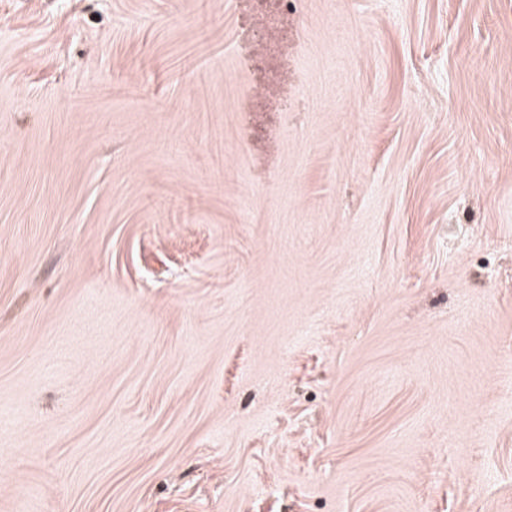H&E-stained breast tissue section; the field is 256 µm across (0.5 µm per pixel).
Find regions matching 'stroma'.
Wrapping results in <instances>:
<instances>
[{
	"mask_svg": "<svg viewBox=\"0 0 512 512\" xmlns=\"http://www.w3.org/2000/svg\"><path fill=\"white\" fill-rule=\"evenodd\" d=\"M0 0V512H512V0ZM260 2L272 3L274 13L272 15L260 12L256 19L255 25L263 27L268 32V39L265 43L259 44L255 47L254 52L257 54H266L270 47L278 44L281 41V37L273 36V30L277 28V23L288 17V0H259ZM273 36V37H272Z\"/></svg>",
	"mask_w": 512,
	"mask_h": 512,
	"instance_id": "stroma-1",
	"label": "stroma"
}]
</instances>
